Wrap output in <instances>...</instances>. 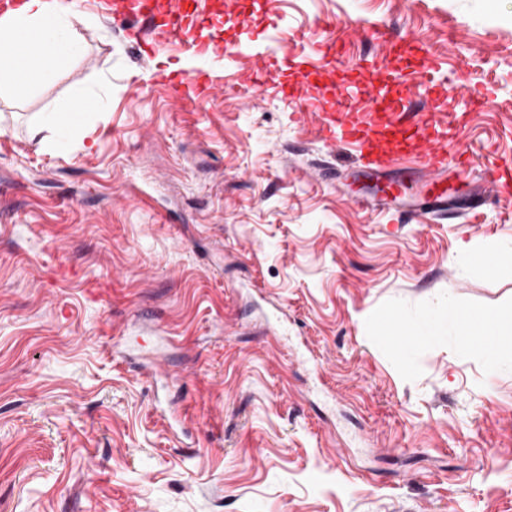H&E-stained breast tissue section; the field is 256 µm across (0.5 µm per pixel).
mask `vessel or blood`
Masks as SVG:
<instances>
[{"label": "vessel or blood", "instance_id": "1", "mask_svg": "<svg viewBox=\"0 0 512 512\" xmlns=\"http://www.w3.org/2000/svg\"><path fill=\"white\" fill-rule=\"evenodd\" d=\"M109 17L124 18L126 36L142 44L141 22L150 23L158 36L170 43L199 42L211 55H232L236 46L216 38L214 28L224 21V0H93ZM381 44L387 62L366 65L364 74L348 70L328 71L312 64V53L302 48L285 56L268 54L254 71L255 81L271 85L300 116L315 117L322 140L338 142L356 150L358 167L353 180L372 182L375 197L363 198L364 206L377 209L384 202L379 192L422 184L426 205L433 216L444 218L465 213L467 201L449 193L448 146L457 135V116L435 112H413L407 103L414 91L446 98L448 85L439 80L437 68L421 57L410 68L399 62L407 49L390 39ZM160 80L175 93L197 100L208 98L214 86L205 71L188 74L179 70L161 75ZM316 95H309V88ZM512 187V170L490 168L480 182L485 196H500Z\"/></svg>", "mask_w": 512, "mask_h": 512}]
</instances>
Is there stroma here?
<instances>
[{"label": "stroma", "instance_id": "obj_1", "mask_svg": "<svg viewBox=\"0 0 512 512\" xmlns=\"http://www.w3.org/2000/svg\"><path fill=\"white\" fill-rule=\"evenodd\" d=\"M231 57L146 55L79 0V55L0 98V512H512V349L456 334L448 301L512 308V197L435 219L336 188L354 149L244 82L298 46L328 65L416 40L463 116L450 156L512 164V0H226ZM208 68L195 104L154 71ZM489 86L493 100L467 104ZM107 103L43 153L42 112ZM285 310L316 368L267 330ZM395 318L415 333L380 336ZM469 256L488 268H493L500 260L511 258L512 249L499 247L493 243H475L470 249Z\"/></svg>", "mask_w": 512, "mask_h": 512}]
</instances>
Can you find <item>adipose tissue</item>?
<instances>
[{
  "label": "adipose tissue",
  "instance_id": "ef3b65f1",
  "mask_svg": "<svg viewBox=\"0 0 512 512\" xmlns=\"http://www.w3.org/2000/svg\"><path fill=\"white\" fill-rule=\"evenodd\" d=\"M73 0L46 8L43 0H28L17 13L0 17V94L26 96L35 86L55 80L78 51L71 34ZM100 101L85 95L69 106L44 114L43 124L54 129L53 137L40 141L43 152L55 154L65 149L69 138L81 131L89 113L101 110ZM448 316L462 339L473 336L476 328L491 323L501 346L512 347V309L489 310L473 316L456 305H449Z\"/></svg>",
  "mask_w": 512,
  "mask_h": 512
}]
</instances>
